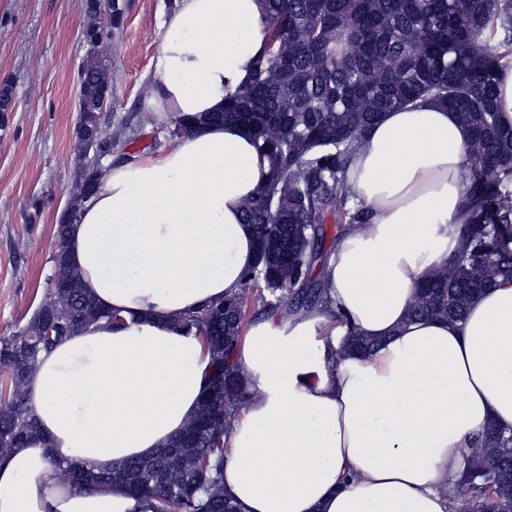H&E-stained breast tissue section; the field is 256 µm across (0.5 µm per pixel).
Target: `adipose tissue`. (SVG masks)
<instances>
[{
	"instance_id": "ef3b65f1",
	"label": "adipose tissue",
	"mask_w": 512,
	"mask_h": 512,
	"mask_svg": "<svg viewBox=\"0 0 512 512\" xmlns=\"http://www.w3.org/2000/svg\"><path fill=\"white\" fill-rule=\"evenodd\" d=\"M263 0H176L145 107L191 119L168 150L105 162L66 250L100 321L43 355L25 391L42 435L0 461V512H134L120 486L74 489L53 463L152 456L198 413L210 355L181 318L236 294L256 259L242 207L269 174L249 132L213 123L265 42ZM468 129L437 103L387 112L347 171L365 223L336 243L327 303L260 317L235 365L252 392L230 420L224 492L240 512H453L463 457L512 428V280L465 321L409 320L469 213ZM343 314L381 339L342 350Z\"/></svg>"
}]
</instances>
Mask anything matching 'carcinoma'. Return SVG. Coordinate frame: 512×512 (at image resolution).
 Masks as SVG:
<instances>
[{
  "label": "carcinoma",
  "mask_w": 512,
  "mask_h": 512,
  "mask_svg": "<svg viewBox=\"0 0 512 512\" xmlns=\"http://www.w3.org/2000/svg\"><path fill=\"white\" fill-rule=\"evenodd\" d=\"M267 37L248 75L227 89L224 111L211 119L246 126L270 165L268 181L244 204L255 228L256 265L243 288L182 318L210 353L209 385L182 434L147 458L106 471L78 468L76 489L124 486L136 512H238L224 496V428L249 397L233 358L242 336L267 312H304L324 302V221L365 223L350 205L346 170L356 148L383 113L430 99L456 112L469 128L468 207L459 247L444 269L418 284L410 317L462 321L470 303L498 279H512V127L500 125L497 72L512 65V0H264ZM95 22L82 32L90 45L120 30L119 0H80ZM109 73L88 50L81 79L77 138L112 155L114 141L93 137L102 123L100 99ZM99 171L84 160L72 194L73 218L95 190ZM53 273L39 309L18 334L0 336V370L14 394L0 402V458L39 433L24 392L41 355L80 330L112 320L86 293L67 254L54 252ZM259 290L253 311L247 295ZM350 351L370 352L379 340L349 326ZM455 512L512 510V429L490 425L466 456Z\"/></svg>",
  "instance_id": "obj_1"
}]
</instances>
